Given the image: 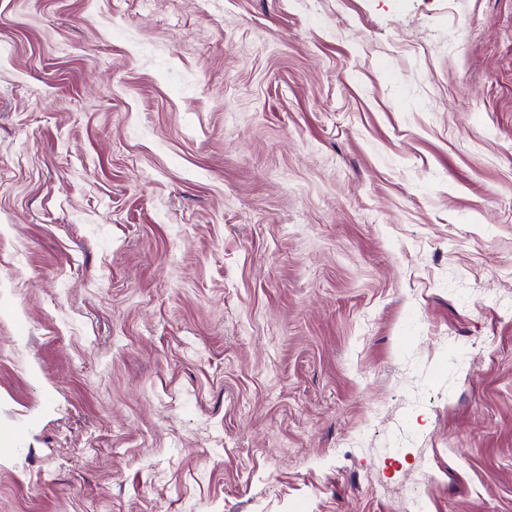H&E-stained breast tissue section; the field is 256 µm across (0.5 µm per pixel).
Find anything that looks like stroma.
Wrapping results in <instances>:
<instances>
[{
	"label": "stroma",
	"instance_id": "35a3bbf8",
	"mask_svg": "<svg viewBox=\"0 0 512 512\" xmlns=\"http://www.w3.org/2000/svg\"><path fill=\"white\" fill-rule=\"evenodd\" d=\"M512 0H0V512H512Z\"/></svg>",
	"mask_w": 512,
	"mask_h": 512
}]
</instances>
